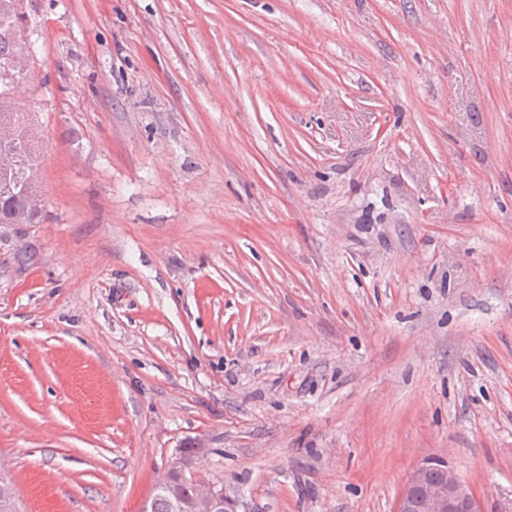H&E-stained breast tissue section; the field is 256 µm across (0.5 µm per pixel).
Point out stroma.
Segmentation results:
<instances>
[{
  "instance_id": "stroma-1",
  "label": "stroma",
  "mask_w": 512,
  "mask_h": 512,
  "mask_svg": "<svg viewBox=\"0 0 512 512\" xmlns=\"http://www.w3.org/2000/svg\"><path fill=\"white\" fill-rule=\"evenodd\" d=\"M38 224H0V469L140 512L512 496V0H24ZM436 463L419 464L407 478L400 493L395 512H484L474 490L463 481L457 470L447 464L435 468ZM435 468V469H434ZM432 477H444L432 481ZM223 488L214 485L199 483L195 489V498L189 505L175 498L170 503L171 512H239L238 502L235 498L228 496Z\"/></svg>"
}]
</instances>
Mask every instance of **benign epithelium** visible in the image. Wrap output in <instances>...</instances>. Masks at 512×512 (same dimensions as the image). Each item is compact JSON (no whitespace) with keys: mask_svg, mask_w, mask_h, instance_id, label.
I'll use <instances>...</instances> for the list:
<instances>
[{"mask_svg":"<svg viewBox=\"0 0 512 512\" xmlns=\"http://www.w3.org/2000/svg\"><path fill=\"white\" fill-rule=\"evenodd\" d=\"M18 50L7 65L0 69V82L13 88L20 95L17 80L28 71L31 57V32L27 27L16 33ZM19 129L15 114H0V195L6 196L15 190L17 182L33 184L40 181V170L28 165L22 157L18 141ZM435 468L433 462L419 464L407 478L400 493L395 512H484L474 490L463 481L457 470L442 465L444 477L433 481L429 473ZM170 512H238V502L228 496L224 489L199 483L195 498L189 505L175 498L170 503Z\"/></svg>","mask_w":512,"mask_h":512,"instance_id":"benign-epithelium-1","label":"benign epithelium"}]
</instances>
